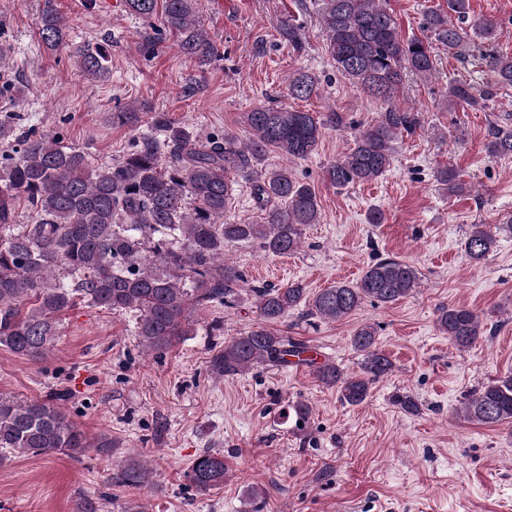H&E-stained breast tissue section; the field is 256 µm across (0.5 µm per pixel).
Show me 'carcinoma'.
Returning <instances> with one entry per match:
<instances>
[{
  "instance_id": "carcinoma-1",
  "label": "carcinoma",
  "mask_w": 512,
  "mask_h": 512,
  "mask_svg": "<svg viewBox=\"0 0 512 512\" xmlns=\"http://www.w3.org/2000/svg\"><path fill=\"white\" fill-rule=\"evenodd\" d=\"M448 10L425 14L430 38L463 58L469 52V23L481 39V57L494 75L492 86L478 90L464 80L448 83V105L475 109L501 88L512 87V57L495 53L497 23L470 16V0H446ZM196 0H124L125 11L159 23L157 32L179 38L180 52L207 60L215 48L195 18ZM319 14L327 52L336 71L365 93L389 102L376 123L361 130L353 147L324 170L338 188L377 180L389 170L398 134L411 133L419 114L392 104L403 74L427 77L434 71L432 46L398 33L392 13L381 0H321ZM38 34L51 51L66 49L95 79L110 73V52L101 44L66 40L65 25L54 0H43ZM317 80L306 72L288 78V95L308 99ZM150 129L136 137L122 159L89 168L86 154L65 147L31 129L22 136L0 121V140L13 137V150L0 156V347L38 359L60 335L61 316L79 305L114 314L135 313L134 332L146 352H163L190 334L192 314L212 304L232 308L250 297L260 323L233 338L210 360L211 370L225 377L257 365L286 366L308 347L267 327L305 301L300 283L244 288L245 278L224 252L234 244L256 242L266 253L289 255L301 247L304 227L320 221L317 196L292 167H261L272 150L288 162L304 160L317 149L323 130L347 125L342 112L320 117L278 104H263L246 113L249 137L232 133L198 136L176 125L165 112L149 115ZM494 157L512 156V127L497 126L487 145ZM234 172L249 189L253 205L267 213L263 224L224 220L234 187ZM450 196L466 192L455 169L436 171ZM185 245L175 246L178 239ZM497 247L496 235L484 224L470 225L464 239L468 261L480 263ZM416 269L396 258L368 265L354 283H338L317 293L311 313L342 320L366 301L394 304L417 287ZM455 347L466 350L482 339L479 315L472 309L442 306L435 321ZM363 356L362 373L344 374L334 363L314 365L317 379L335 387L350 405L363 403L371 385L392 367L377 346L376 330L359 326L351 336ZM459 418L468 423H512V372L482 384L461 401ZM112 438L89 437L69 420L53 399L18 400L0 396V461L13 451L74 458L88 449L106 452ZM149 464L127 456L117 482L137 488L150 478ZM224 455L205 451L189 467L191 486L199 494L224 487Z\"/></svg>"
}]
</instances>
